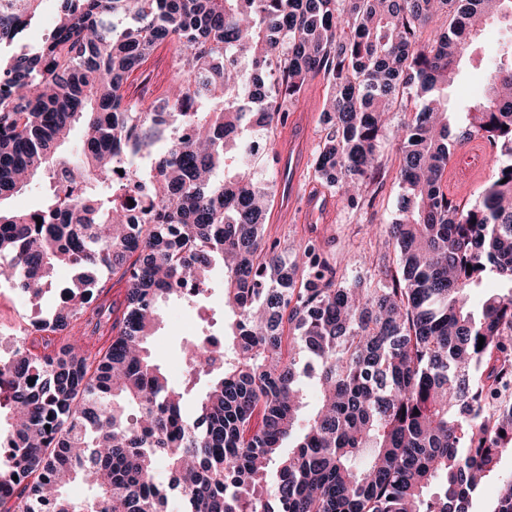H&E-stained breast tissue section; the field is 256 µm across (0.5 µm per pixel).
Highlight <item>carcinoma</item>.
Here are the masks:
<instances>
[{"label":"carcinoma","instance_id":"cac0c4a2","mask_svg":"<svg viewBox=\"0 0 512 512\" xmlns=\"http://www.w3.org/2000/svg\"><path fill=\"white\" fill-rule=\"evenodd\" d=\"M42 4L0 0V259L33 298L57 268L74 275L35 324L59 347L22 337L0 361V512H171V491L181 512H470L512 452V58L465 121L446 91L512 0H62L31 47ZM167 46L173 85L127 96ZM319 75L312 170L350 207L383 186L386 122L407 114L385 227L397 268L376 282L337 278L313 242L290 258L264 240L279 159L255 149ZM472 137L492 180L462 205L444 172ZM37 175L40 208L9 209ZM102 268L126 305L91 356L66 332ZM219 268L229 330L185 347L174 386L147 347L159 305L196 301ZM488 280L498 290L473 307ZM304 377L319 392L306 416ZM78 481L83 500L67 494ZM489 512H512V474Z\"/></svg>","mask_w":512,"mask_h":512}]
</instances>
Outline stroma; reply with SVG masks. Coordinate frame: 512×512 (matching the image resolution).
Segmentation results:
<instances>
[{"label":"stroma","instance_id":"obj_1","mask_svg":"<svg viewBox=\"0 0 512 512\" xmlns=\"http://www.w3.org/2000/svg\"><path fill=\"white\" fill-rule=\"evenodd\" d=\"M469 63L448 89V106L457 118H465L470 107L486 92L485 61L512 48V22L488 20L483 32L473 40ZM174 76L166 50H159L135 76L128 88L130 96L154 99L168 87ZM328 90L325 81L316 77L307 83L297 102L288 106L289 114L311 116L309 134L304 146L299 189L302 195L314 196L324 187L313 176L311 160L322 135L321 114ZM387 171L384 185L373 202H360L351 209L336 197H329L324 209L300 220L298 215L284 214L280 199H273L268 209L263 235L267 243L276 244L278 251L292 255L307 241H316L330 262L336 263L340 278L358 280L378 273L383 266H396V252L383 231L385 224L398 216L401 194L395 177L399 156L394 143H387L381 156ZM126 286L111 272L100 271L92 300L85 305L75 323L77 335L83 336L89 352L104 349L112 336V324L124 310ZM224 326V279L215 274L208 290L196 302L170 299L162 306L160 324L150 342L152 356L172 384H180L181 374L174 366L181 358L183 344L196 336L205 323Z\"/></svg>","mask_w":512,"mask_h":512}]
</instances>
